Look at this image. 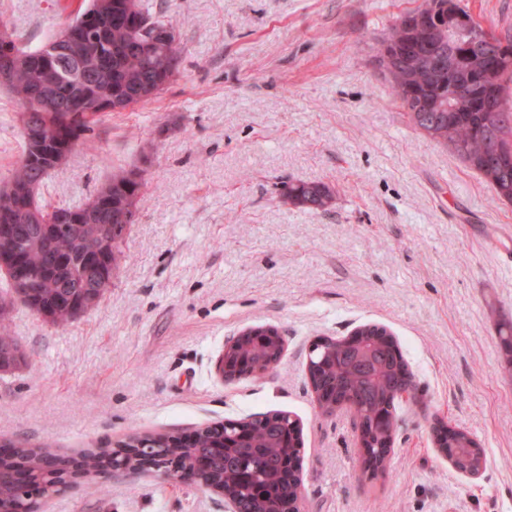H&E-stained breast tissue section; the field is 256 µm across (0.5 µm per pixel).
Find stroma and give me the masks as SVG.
<instances>
[{"instance_id": "obj_1", "label": "stroma", "mask_w": 512, "mask_h": 512, "mask_svg": "<svg viewBox=\"0 0 512 512\" xmlns=\"http://www.w3.org/2000/svg\"><path fill=\"white\" fill-rule=\"evenodd\" d=\"M422 0H150L181 48L154 100L108 113L41 189L83 205L113 170L142 171L138 219L99 306L57 327L15 304L26 359L0 371V440L76 456L132 433L188 435L286 411L303 431L302 512H512V205L425 136L393 95L379 49ZM512 40V0H463ZM81 0H0L28 48ZM15 95L0 86V184L24 151ZM324 182L325 212L285 182ZM392 332L415 375L392 448L371 476L349 411L323 416L309 349L364 324ZM257 325L286 341L263 378L225 383L227 338ZM445 419L477 438L482 472L433 443ZM48 512H224L222 495L160 471L81 483Z\"/></svg>"}]
</instances>
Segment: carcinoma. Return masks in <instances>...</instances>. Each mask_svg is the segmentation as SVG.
I'll use <instances>...</instances> for the list:
<instances>
[{
  "label": "carcinoma",
  "instance_id": "cac0c4a2",
  "mask_svg": "<svg viewBox=\"0 0 512 512\" xmlns=\"http://www.w3.org/2000/svg\"><path fill=\"white\" fill-rule=\"evenodd\" d=\"M74 18L69 20L79 31V39L70 53L56 68L42 67L43 47L26 49L18 45L14 32L9 41H0V68L12 64L14 81L8 88L21 102L19 124H24L27 105L39 97H56L66 103L62 110L33 112L42 142L26 138L20 128L25 150L12 182L25 186L33 182L42 186L53 171L62 169L71 151L53 156L54 142L67 137L79 140L94 130L106 112L134 110L153 100L149 90L161 75L179 72L181 50L158 44L148 54L143 44L160 41L161 34L172 25L153 16L143 0H83ZM108 35L112 52L97 54L93 39ZM486 46L482 47L465 31L456 33L452 42L455 63L454 82L471 88L465 94L448 96V62L432 65L418 55L411 38L395 26L382 49L397 51L398 63L413 73L406 83L392 79V90L403 108H419L424 119L414 122L416 128L425 122L435 123L440 144L448 146L470 169L477 172L491 189L494 199L512 204V108L502 107L500 118L493 126L485 123L483 113L474 108L473 95L487 76L499 82H512V41L502 42L491 30ZM133 170L112 174L97 191L98 205L74 210L34 200L35 211L26 221L14 224V248L25 257L31 268L34 288L22 297L14 296V288L0 294V302L19 301L30 311L48 312L51 323L64 325L81 317L73 303L91 296L101 302L112 287L119 257L112 264L90 271L85 264L88 247L99 242L103 226L108 224L125 237L135 223L138 204L146 187L143 179L132 178ZM6 194L0 190V224L9 222L10 215L27 205L26 197L14 199V207L5 209ZM287 198L295 206L311 211H327L334 202V191L322 182H296L288 185ZM74 211L81 217L78 224H54L58 211ZM362 338L375 346L376 365L368 373L344 368L342 345L331 339L309 352L308 374L318 378L327 399L349 403L362 428L371 438V454L384 461L389 454L387 439L398 426L397 395L414 388V374L387 328L379 324L362 326ZM273 340L263 336H248L240 353L249 361L253 377L264 376V362L275 354ZM19 357L18 345L7 330L5 307L0 305V359L10 366ZM215 430L206 428L191 443H180L168 452L183 461L192 462L214 447L218 440ZM252 444L224 449V455L242 461V473L251 482L262 485L260 496L250 494L249 486L232 473L224 479L227 494L234 498L241 512H276L286 498L295 497L293 483H302L300 476L290 483L272 478L281 470L285 473L300 464L302 431L298 420L284 411L266 412L253 416ZM451 457L463 471H476L486 462L484 449L475 446L471 434L462 431L448 442ZM107 449L85 453L80 467L86 477L97 476ZM24 462L32 473L35 487L30 492L46 495L53 486L64 481L59 473V456L45 448L19 446L15 458L0 460V468L8 470Z\"/></svg>",
  "mask_w": 512,
  "mask_h": 512
}]
</instances>
